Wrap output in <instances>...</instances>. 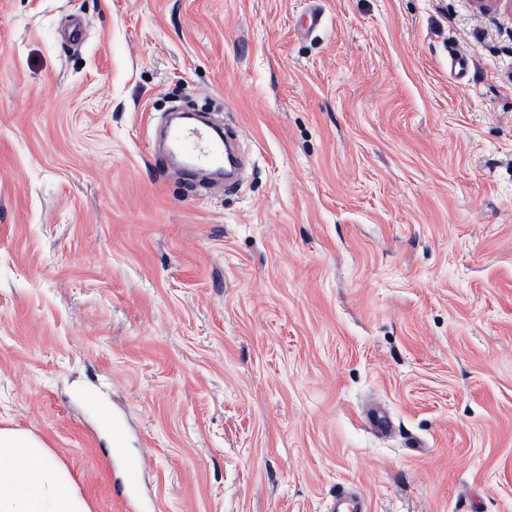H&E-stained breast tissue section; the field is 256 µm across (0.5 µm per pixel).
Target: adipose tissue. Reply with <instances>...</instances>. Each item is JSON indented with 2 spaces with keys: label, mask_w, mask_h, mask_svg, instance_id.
<instances>
[{
  "label": "adipose tissue",
  "mask_w": 512,
  "mask_h": 512,
  "mask_svg": "<svg viewBox=\"0 0 512 512\" xmlns=\"http://www.w3.org/2000/svg\"><path fill=\"white\" fill-rule=\"evenodd\" d=\"M0 512H89L67 470L28 432L0 428Z\"/></svg>",
  "instance_id": "adipose-tissue-1"
}]
</instances>
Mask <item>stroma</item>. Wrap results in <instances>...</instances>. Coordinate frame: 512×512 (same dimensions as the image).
Instances as JSON below:
<instances>
[{
	"label": "stroma",
	"mask_w": 512,
	"mask_h": 512,
	"mask_svg": "<svg viewBox=\"0 0 512 512\" xmlns=\"http://www.w3.org/2000/svg\"><path fill=\"white\" fill-rule=\"evenodd\" d=\"M318 4L0 0V427L90 512L88 391L153 512H512V15ZM178 105L243 136L239 190L155 156ZM368 499L355 488H346L339 493L325 512H370Z\"/></svg>",
	"instance_id": "35a3bbf8"
}]
</instances>
